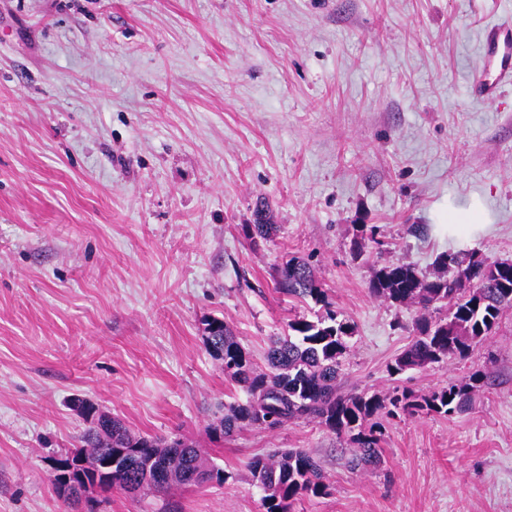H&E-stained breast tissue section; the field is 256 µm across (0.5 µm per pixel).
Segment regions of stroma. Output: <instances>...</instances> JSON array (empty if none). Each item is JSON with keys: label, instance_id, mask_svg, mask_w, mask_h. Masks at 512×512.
<instances>
[{"label": "stroma", "instance_id": "35a3bbf8", "mask_svg": "<svg viewBox=\"0 0 512 512\" xmlns=\"http://www.w3.org/2000/svg\"><path fill=\"white\" fill-rule=\"evenodd\" d=\"M512 0H0V512H264L249 461L303 448L327 495L291 512H512V310L455 357L389 375L415 308L373 268L445 251L512 260V92L469 93L483 24ZM278 231L252 249L257 207ZM453 218L464 227L450 226ZM377 228L353 259L352 227ZM421 224L422 235L408 227ZM308 259L355 326L343 390L423 394L487 373L472 410L385 423L382 463L297 421L217 441L245 393L204 342L223 320L257 366L310 316L275 288ZM89 399L206 448L223 486L60 499L47 461Z\"/></svg>", "mask_w": 512, "mask_h": 512}]
</instances>
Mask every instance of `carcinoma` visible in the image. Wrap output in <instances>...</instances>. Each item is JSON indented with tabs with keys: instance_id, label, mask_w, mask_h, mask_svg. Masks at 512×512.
<instances>
[{
	"instance_id": "cac0c4a2",
	"label": "carcinoma",
	"mask_w": 512,
	"mask_h": 512,
	"mask_svg": "<svg viewBox=\"0 0 512 512\" xmlns=\"http://www.w3.org/2000/svg\"><path fill=\"white\" fill-rule=\"evenodd\" d=\"M252 248L270 241L277 226L266 221L245 226ZM376 226L353 225L352 251L363 255V241H376ZM438 271L427 276L405 263L373 269L368 282L372 296L398 305H415L425 314L413 321L412 339L388 366L390 374L425 368L453 356H465L472 345L498 327L504 310L512 308V261H488L476 252H442L435 259ZM278 292L311 299L324 312L310 320L299 316L289 321L288 335L272 341L268 369L258 368L227 327L205 337L212 355L224 363V378L247 394L244 403L230 406L224 418L209 427L216 439L246 427L274 429L288 422L309 419L352 444V466L381 463L380 442L384 420L419 413L452 416L473 406L474 391L487 378L476 372L469 379L418 394L404 389L389 396L378 393L339 391L347 339L355 333L350 322L338 318L323 283L311 265L291 257L278 270ZM448 307L434 319L426 312ZM110 426H92L79 437L73 455L88 463L87 469L111 454L119 461L111 488L135 495L146 476L160 472L154 489L165 493L174 486L224 484L221 469L202 455L201 449L181 440L164 442L130 430L107 416ZM254 481L262 490L265 512H288L301 496L328 494L319 462L304 448L274 449L249 462Z\"/></svg>"
}]
</instances>
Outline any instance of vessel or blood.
Returning a JSON list of instances; mask_svg holds the SVG:
<instances>
[{
  "instance_id": "b4317fda",
  "label": "vessel or blood",
  "mask_w": 512,
  "mask_h": 512,
  "mask_svg": "<svg viewBox=\"0 0 512 512\" xmlns=\"http://www.w3.org/2000/svg\"><path fill=\"white\" fill-rule=\"evenodd\" d=\"M512 87V20L486 23L481 30V47L472 83L475 99L497 101Z\"/></svg>"
}]
</instances>
